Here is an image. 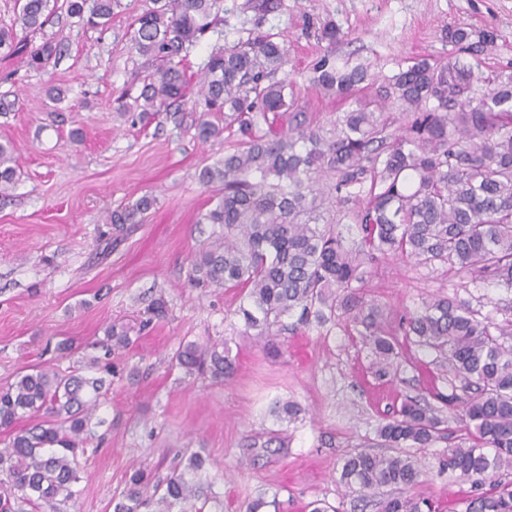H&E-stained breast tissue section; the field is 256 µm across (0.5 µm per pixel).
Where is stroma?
Returning a JSON list of instances; mask_svg holds the SVG:
<instances>
[{
	"mask_svg": "<svg viewBox=\"0 0 512 512\" xmlns=\"http://www.w3.org/2000/svg\"><path fill=\"white\" fill-rule=\"evenodd\" d=\"M64 2L50 0L48 24L22 48L0 50V142L14 145L20 172L0 195V388L33 367L84 369L102 355L112 325L130 327L133 343L112 355V385L77 456V494L57 512H113L135 470L162 483L195 452L206 458L212 485L203 512H248L259 498L261 512H311L317 500L353 512L357 497L339 482L345 455L375 448L383 417L404 399L426 396L428 375L446 392L461 379L446 359L414 348L411 362L394 363L391 381L377 380L368 345L341 320L281 331L284 355L272 358L244 333L239 289L192 286L196 253L224 231L200 221L214 191L198 173L237 137L228 129L200 142L189 111L162 112L146 124L120 111L156 67L130 42L134 16L152 0H124L125 11L98 28L71 18ZM261 2L221 0L216 31L190 49L183 67L196 76L218 42L260 26L284 41L299 109L328 137L352 104L320 95L308 81L326 50V23L344 35L337 65L361 64L373 74L369 99L384 96L417 57L456 59L485 76L512 72V0H271L266 12ZM456 27L470 32L468 49L444 39ZM487 34L493 43H484ZM47 39L58 55L29 68L28 52ZM52 85L65 91L63 101L48 98ZM144 195L156 203L143 223H110L112 209ZM363 294L394 327L438 294L469 300L493 322L512 320L511 291L406 259L373 263ZM158 300L167 313L148 320ZM62 341L70 353H57ZM189 341L228 343L235 375L217 383L172 366ZM415 360L428 375L412 368ZM286 399L302 408L291 421L271 412ZM444 448L439 442L421 453L426 479L413 493L440 500L444 512H465L469 483L438 473Z\"/></svg>",
	"mask_w": 512,
	"mask_h": 512,
	"instance_id": "stroma-1",
	"label": "stroma"
}]
</instances>
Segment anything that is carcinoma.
<instances>
[{
	"mask_svg": "<svg viewBox=\"0 0 512 512\" xmlns=\"http://www.w3.org/2000/svg\"><path fill=\"white\" fill-rule=\"evenodd\" d=\"M123 0H66L67 13L88 27H103ZM49 0H21L18 23L35 33L47 22ZM219 0H153L137 16L132 49L160 65L143 79L130 112L143 115L200 109L197 136L218 138L224 128L210 120L224 114L237 126L233 151L199 172L206 187L218 188L215 205L201 224L224 225V236L195 256L191 282L238 288L248 306H239L245 326L265 337L267 354L281 351L271 328L284 317L296 324L323 325L340 314L370 345L375 375L384 378L394 359L418 346L446 355L464 380L463 395L433 386L428 396L455 413L468 430L469 445L443 451L439 473L470 483L467 512H512V321L502 326L480 319L468 301L434 297L392 330L379 307L360 295L368 264L401 257L419 265L446 266L473 281L512 290V73L482 78L451 61L420 58L394 76L390 100L403 107L408 121L401 133L388 131L387 120L357 99L370 79L362 65L340 69L332 49L340 32L322 29L326 54L314 64L310 82L321 94L356 99L355 108L336 119L327 138L298 120L290 81L274 79L288 64V49L274 35L259 31L230 46L214 48L204 59L195 91L180 58L214 25ZM57 53L47 40L30 52L26 65L38 68ZM485 80L491 88L476 93ZM323 173L336 175V203L363 198L351 220L357 238L346 244L316 205L315 185ZM17 179L14 147L0 143V194ZM155 203L144 196L112 212L114 224H139ZM132 342L130 329L113 327L112 346ZM171 363L187 372L208 374L222 382L236 371L225 343L187 342ZM95 375L34 369L0 389V431L9 440L0 448V512H22L21 505L56 510L58 497L76 496L77 451L106 384L112 363L90 361ZM431 401L405 400L377 430L391 454L358 450L343 462L340 480L361 500L390 487L398 494L380 502L381 512H439L431 498L404 490L421 483L417 452L448 439ZM46 420L11 433L24 414ZM273 413L292 420L294 401L278 402ZM204 460L188 458L185 468L165 483L149 486L143 471L130 475L114 512H141L153 502L155 512H173L203 494Z\"/></svg>",
	"mask_w": 512,
	"mask_h": 512,
	"instance_id": "carcinoma-1",
	"label": "carcinoma"
}]
</instances>
